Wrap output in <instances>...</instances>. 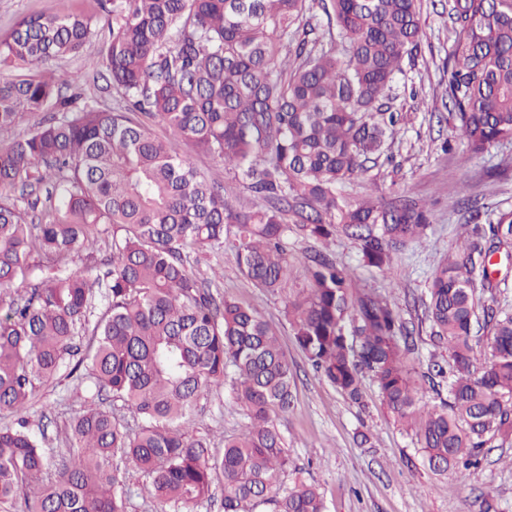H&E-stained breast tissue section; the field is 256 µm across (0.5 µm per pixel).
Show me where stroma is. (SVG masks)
Wrapping results in <instances>:
<instances>
[{
  "mask_svg": "<svg viewBox=\"0 0 512 512\" xmlns=\"http://www.w3.org/2000/svg\"><path fill=\"white\" fill-rule=\"evenodd\" d=\"M423 43L418 56L404 61L388 92L393 110L401 112L388 147L376 164L346 185L351 196L372 195L389 200L406 196L425 205L430 227L423 243L408 245L395 261L391 277L365 267L354 244L346 238L332 246L339 263L353 273L358 287L388 297L408 324L419 327L416 350L408 362L423 370L434 348L423 326L420 299L432 275L449 251L462 241L469 212L459 199L477 195L487 212L512 209V142L474 155L454 136L455 119L446 96V63L452 49V23L448 0H419ZM43 13L74 14L91 18L95 43L108 36L107 17L100 0H0V36L22 18ZM55 68L77 80L84 101L98 108L113 106V95L92 67L89 52L55 61ZM451 151H443L444 142ZM223 271L225 295L252 305L277 328L281 345L296 371L295 404L282 421L288 438L291 464L281 474L274 495L286 494L296 482L316 485L327 512H480L484 498H493L498 512H512V444L491 441L477 468L442 477L421 463L414 434L404 431L381 405L377 385L363 384L364 403H350L331 384L313 373L296 346L280 296L255 288L228 254L212 256L196 266L205 276L208 266ZM92 388L60 376L39 391L30 411L34 431L44 432L55 451L66 449L64 427L92 401ZM245 423L243 411L230 387L213 390L195 413L191 430L210 433L215 450L226 436ZM369 443H362V436Z\"/></svg>",
  "mask_w": 512,
  "mask_h": 512,
  "instance_id": "stroma-1",
  "label": "stroma"
}]
</instances>
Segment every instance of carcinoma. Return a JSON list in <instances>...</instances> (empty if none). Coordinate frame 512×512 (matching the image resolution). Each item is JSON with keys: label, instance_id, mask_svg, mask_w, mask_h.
I'll return each instance as SVG.
<instances>
[{"label": "carcinoma", "instance_id": "cac0c4a2", "mask_svg": "<svg viewBox=\"0 0 512 512\" xmlns=\"http://www.w3.org/2000/svg\"><path fill=\"white\" fill-rule=\"evenodd\" d=\"M110 39L93 57L119 98L109 111L69 95L70 76L49 66L0 81V131L25 113L61 116L0 141V288L28 281V297L0 303V512H128L132 474L156 512H195L216 479L224 512H325L307 484L269 493L288 470L279 419L294 404V371L278 332L255 308L211 288L188 269L229 253L254 287L283 296L298 347L317 375L351 402L362 378L417 438L437 475L478 465L494 439L512 440V307L485 305L500 284L490 257H512V210L485 223L436 269L424 303L430 340L450 358L407 364L413 331L383 296L354 291L330 243L351 240L362 264L387 275L395 255L421 239L427 212L414 201L357 200L343 186L384 153L401 115L387 90L423 37L417 0H101ZM318 4L328 41L311 15ZM448 101L456 136L484 154L512 141V0H452ZM78 15L21 19L0 36V61L47 63L90 45ZM166 126L161 140L134 120ZM210 154L256 200L242 209L208 181L182 147ZM47 184L22 208L17 185ZM312 243L292 276L288 236ZM99 240L111 251L103 277L66 265ZM105 281L92 316V287ZM487 332L484 359L477 356ZM88 333L75 364L73 339ZM68 375L112 395L132 428L90 406L66 433L69 455L50 464L46 436L28 420L37 392ZM230 384L246 424L211 452L189 431L195 408Z\"/></svg>", "mask_w": 512, "mask_h": 512}]
</instances>
